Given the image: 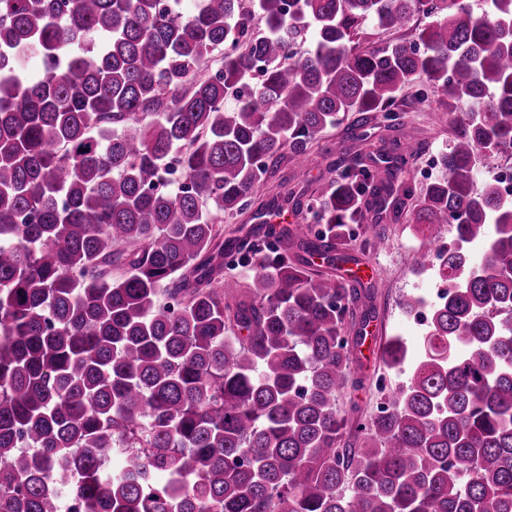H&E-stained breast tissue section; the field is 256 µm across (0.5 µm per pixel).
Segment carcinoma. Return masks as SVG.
Listing matches in <instances>:
<instances>
[{
  "mask_svg": "<svg viewBox=\"0 0 512 512\" xmlns=\"http://www.w3.org/2000/svg\"><path fill=\"white\" fill-rule=\"evenodd\" d=\"M488 2L0 0V512H512V199L491 171L512 0ZM420 13L417 39L363 44ZM428 88L453 127L435 179L409 140L381 173L329 163L295 228L224 231L263 190L290 202L304 171L282 164L332 154L340 115L366 142ZM373 207L409 212L447 291L358 419L336 401L382 283L307 257L358 262L336 250L354 224L373 252Z\"/></svg>",
  "mask_w": 512,
  "mask_h": 512,
  "instance_id": "cac0c4a2",
  "label": "carcinoma"
}]
</instances>
